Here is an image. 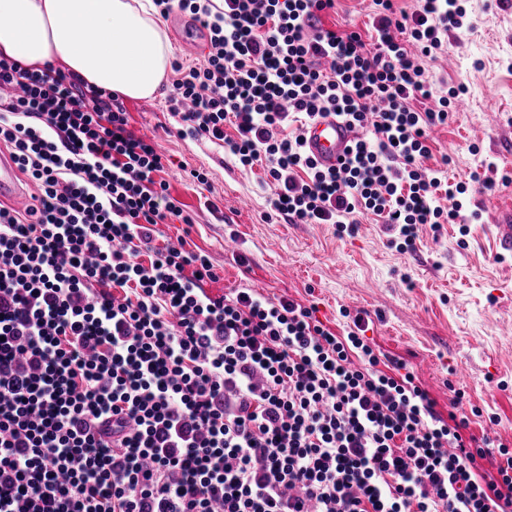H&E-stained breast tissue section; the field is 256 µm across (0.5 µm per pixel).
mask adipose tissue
I'll return each mask as SVG.
<instances>
[{
	"label": "adipose tissue",
	"mask_w": 512,
	"mask_h": 512,
	"mask_svg": "<svg viewBox=\"0 0 512 512\" xmlns=\"http://www.w3.org/2000/svg\"><path fill=\"white\" fill-rule=\"evenodd\" d=\"M89 30L99 39L87 40ZM0 54L130 98L156 93L170 66L150 0H0Z\"/></svg>",
	"instance_id": "obj_1"
}]
</instances>
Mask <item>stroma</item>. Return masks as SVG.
<instances>
[{"instance_id": "obj_1", "label": "stroma", "mask_w": 512, "mask_h": 512, "mask_svg": "<svg viewBox=\"0 0 512 512\" xmlns=\"http://www.w3.org/2000/svg\"><path fill=\"white\" fill-rule=\"evenodd\" d=\"M464 6L467 25L449 32L447 53L423 62L435 86L467 89V109L440 127L431 149L434 159L448 157L449 181L476 174L493 186L463 196L460 224L423 226L411 252L391 246L370 220L340 235L330 224L267 219L272 191L263 171L237 165L207 139L181 136L167 109L169 85L123 103L130 129L168 159L169 192L194 218L159 225L155 246L180 240L208 255L219 274L209 293L287 297L338 335L348 325L342 310L362 316L368 341L405 363L440 414L450 387L460 388L465 408L478 411L469 434L512 442V255L493 234L499 209L512 202V156L502 153L512 141V6ZM187 168L204 170L207 184L185 177ZM229 238L236 251H226Z\"/></svg>"}]
</instances>
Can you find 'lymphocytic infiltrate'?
I'll use <instances>...</instances> for the list:
<instances>
[{
    "label": "lymphocytic infiltrate",
    "instance_id": "1",
    "mask_svg": "<svg viewBox=\"0 0 512 512\" xmlns=\"http://www.w3.org/2000/svg\"><path fill=\"white\" fill-rule=\"evenodd\" d=\"M373 2L364 33L323 27L335 0H152L208 36L201 63L172 65L181 135L261 168L286 223L373 216L411 251L468 190L428 164L460 90L422 65L465 12ZM325 113L358 133L333 169L305 150ZM0 144L36 190L0 206V512H512V445L467 435L461 391L441 416L357 332L209 293L182 244L139 262L157 225L193 218L118 93L0 54Z\"/></svg>",
    "mask_w": 512,
    "mask_h": 512
}]
</instances>
